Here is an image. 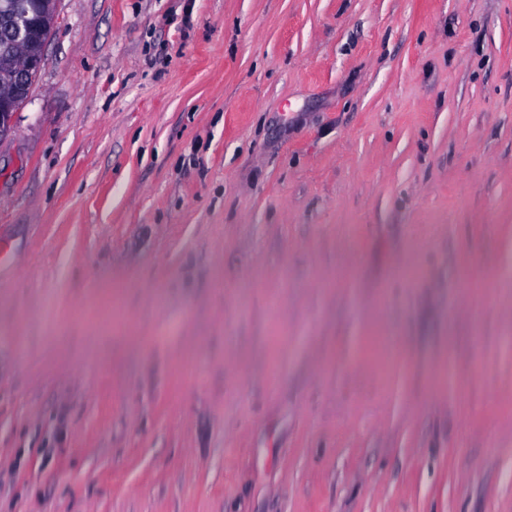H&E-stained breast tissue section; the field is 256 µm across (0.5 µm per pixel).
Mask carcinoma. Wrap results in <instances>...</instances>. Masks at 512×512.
Returning a JSON list of instances; mask_svg holds the SVG:
<instances>
[{
    "mask_svg": "<svg viewBox=\"0 0 512 512\" xmlns=\"http://www.w3.org/2000/svg\"><path fill=\"white\" fill-rule=\"evenodd\" d=\"M22 11L34 23L33 34L27 44L28 54L42 58L46 42L57 18V0H0V81H7L18 74V64L12 52L10 37L13 31L15 13ZM37 77L32 71L23 80L25 89L18 99L4 105L3 111L16 112L28 100Z\"/></svg>",
    "mask_w": 512,
    "mask_h": 512,
    "instance_id": "carcinoma-1",
    "label": "carcinoma"
}]
</instances>
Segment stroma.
Returning a JSON list of instances; mask_svg holds the SVG:
<instances>
[{
  "label": "stroma",
  "instance_id": "35a3bbf8",
  "mask_svg": "<svg viewBox=\"0 0 512 512\" xmlns=\"http://www.w3.org/2000/svg\"><path fill=\"white\" fill-rule=\"evenodd\" d=\"M58 13L0 137V512H512V0ZM39 71V70H38ZM38 71H32L26 75L23 80V84L25 89L23 93L18 97V99L9 102L4 105L3 109H0V125L4 126V123L10 125L14 112H17L28 100L31 88L35 82ZM2 112V114H1ZM10 127L4 126L2 131H0V137L5 135L9 131Z\"/></svg>",
  "mask_w": 512,
  "mask_h": 512
}]
</instances>
